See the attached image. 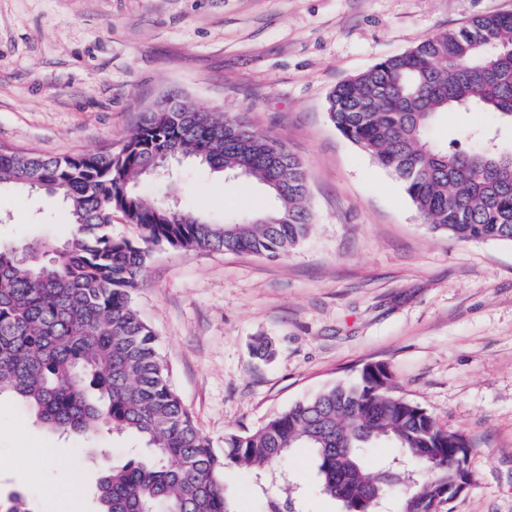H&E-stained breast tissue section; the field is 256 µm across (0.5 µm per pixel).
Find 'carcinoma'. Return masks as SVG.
Returning <instances> with one entry per match:
<instances>
[{
    "instance_id": "obj_1",
    "label": "carcinoma",
    "mask_w": 512,
    "mask_h": 512,
    "mask_svg": "<svg viewBox=\"0 0 512 512\" xmlns=\"http://www.w3.org/2000/svg\"><path fill=\"white\" fill-rule=\"evenodd\" d=\"M490 112L512 126V13L482 15L383 59L330 92L329 121L402 186L422 223L460 242L512 241V148L471 137L466 149L430 131L448 111ZM170 148L213 172L262 183L274 207L213 224L138 191L146 157ZM308 174L285 145L214 112H147L117 152L45 157L0 147V188L44 191L67 205L77 233L64 243L0 248V395L11 394L54 432L107 428L139 438L138 455L101 473L97 512H239L224 486L234 467L259 488L278 485L262 512H298L284 464L312 454L318 490L341 512H364L366 489L398 512H437L471 478V442L444 431L396 394L386 369L336 383L256 430L224 435L219 457L172 388L155 332L132 294L148 247L280 257L309 234ZM141 242L112 237V211ZM389 441L414 466L373 469L368 449Z\"/></svg>"
}]
</instances>
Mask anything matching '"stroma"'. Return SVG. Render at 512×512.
<instances>
[{
	"instance_id": "obj_1",
	"label": "stroma",
	"mask_w": 512,
	"mask_h": 512,
	"mask_svg": "<svg viewBox=\"0 0 512 512\" xmlns=\"http://www.w3.org/2000/svg\"><path fill=\"white\" fill-rule=\"evenodd\" d=\"M512 0H0V146L49 157L119 150L142 113L172 93L277 138L309 174L313 229L288 255L151 246L133 301L157 336L171 383L216 453L321 388L385 365L398 393L473 443L471 483L449 512H512V242L460 243L422 224L400 184L328 120L332 88ZM487 112H450L447 143ZM145 197L220 222L272 207L255 182L190 164L147 181ZM66 206L0 189V244L69 234ZM267 337L270 360L253 356ZM137 439L50 434L0 397V512H96L101 472ZM40 472L42 485L28 479ZM80 471L70 504L44 494ZM287 472L302 512H340L319 494L311 454Z\"/></svg>"
}]
</instances>
